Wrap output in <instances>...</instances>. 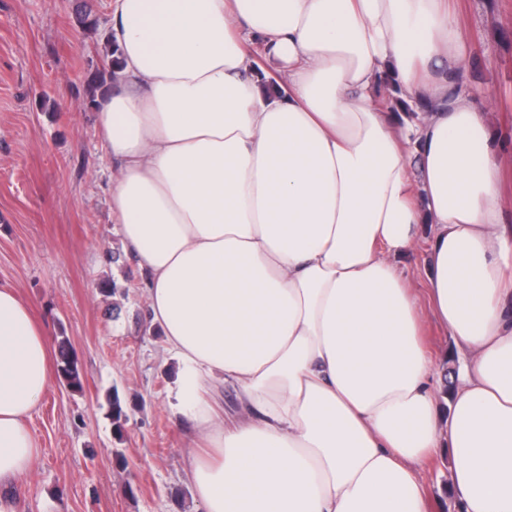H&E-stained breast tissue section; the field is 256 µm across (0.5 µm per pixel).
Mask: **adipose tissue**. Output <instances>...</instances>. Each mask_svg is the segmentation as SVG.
I'll use <instances>...</instances> for the list:
<instances>
[{
  "mask_svg": "<svg viewBox=\"0 0 512 512\" xmlns=\"http://www.w3.org/2000/svg\"><path fill=\"white\" fill-rule=\"evenodd\" d=\"M448 2L110 0L112 221L208 447L189 456L204 512H426L420 467L442 448L460 512H512V153L466 86ZM425 224L422 293L399 262ZM56 367L0 286V512L39 456L28 422ZM426 343L432 351V356L437 369H441L444 362L448 361V350L450 349V340L444 334L441 327L428 318L425 327Z\"/></svg>",
  "mask_w": 512,
  "mask_h": 512,
  "instance_id": "ef3b65f1",
  "label": "adipose tissue"
}]
</instances>
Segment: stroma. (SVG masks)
I'll return each mask as SVG.
<instances>
[{
  "label": "stroma",
  "instance_id": "1",
  "mask_svg": "<svg viewBox=\"0 0 512 512\" xmlns=\"http://www.w3.org/2000/svg\"><path fill=\"white\" fill-rule=\"evenodd\" d=\"M0 0V284L68 341L83 380H54L31 421L40 443L18 512H202L189 478L199 443L172 407L143 276L112 222V171L86 85L110 45L106 0ZM468 31L476 106L512 146V0H452ZM127 414L115 434L109 399ZM427 512H459L448 452L423 468Z\"/></svg>",
  "mask_w": 512,
  "mask_h": 512
}]
</instances>
